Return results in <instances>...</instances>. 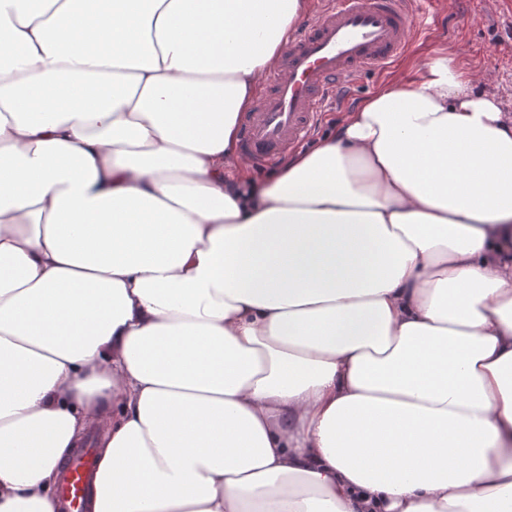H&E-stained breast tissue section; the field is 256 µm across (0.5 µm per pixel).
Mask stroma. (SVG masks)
Here are the masks:
<instances>
[{"label": "stroma", "instance_id": "obj_1", "mask_svg": "<svg viewBox=\"0 0 512 512\" xmlns=\"http://www.w3.org/2000/svg\"><path fill=\"white\" fill-rule=\"evenodd\" d=\"M451 47L461 69L478 77V90L496 94L504 110L512 112V0H432L405 55L388 71L363 74L342 100L320 113L304 149L332 132L379 85L413 77L420 65Z\"/></svg>", "mask_w": 512, "mask_h": 512}]
</instances>
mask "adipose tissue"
Listing matches in <instances>:
<instances>
[{
    "label": "adipose tissue",
    "mask_w": 512,
    "mask_h": 512,
    "mask_svg": "<svg viewBox=\"0 0 512 512\" xmlns=\"http://www.w3.org/2000/svg\"><path fill=\"white\" fill-rule=\"evenodd\" d=\"M308 0H0V512H512V113L455 51L256 182ZM90 448L83 447L62 471L58 487L60 512H83L88 491L92 461Z\"/></svg>",
    "instance_id": "ef3b65f1"
}]
</instances>
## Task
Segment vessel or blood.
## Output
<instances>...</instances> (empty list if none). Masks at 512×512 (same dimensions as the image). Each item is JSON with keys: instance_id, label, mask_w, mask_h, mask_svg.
<instances>
[{"instance_id": "vessel-or-blood-1", "label": "vessel or blood", "mask_w": 512, "mask_h": 512, "mask_svg": "<svg viewBox=\"0 0 512 512\" xmlns=\"http://www.w3.org/2000/svg\"><path fill=\"white\" fill-rule=\"evenodd\" d=\"M426 0H321L317 16L285 44L266 90L240 119V152L263 168L309 135L344 83L386 70L407 51ZM92 461L82 448L62 471L60 512H82Z\"/></svg>"}]
</instances>
